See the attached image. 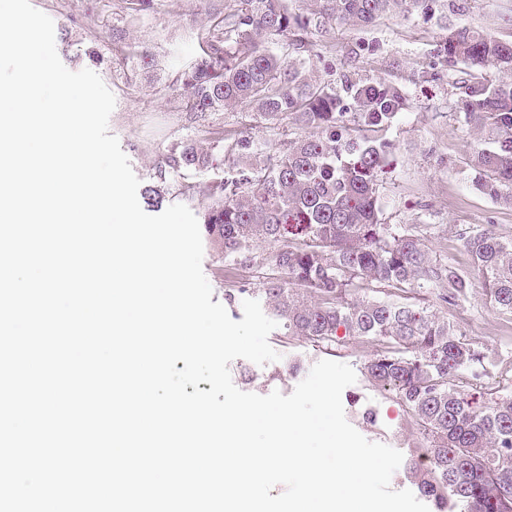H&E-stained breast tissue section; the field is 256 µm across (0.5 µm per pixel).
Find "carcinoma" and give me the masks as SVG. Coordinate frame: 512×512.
<instances>
[{
    "mask_svg": "<svg viewBox=\"0 0 512 512\" xmlns=\"http://www.w3.org/2000/svg\"><path fill=\"white\" fill-rule=\"evenodd\" d=\"M239 0L215 14L207 50L173 86L185 111L251 109L231 139H175L143 197L175 192L199 205L209 245L234 267L268 274L262 296L286 335L333 351L368 341L363 363L419 435L405 477L435 512H512V395L484 382L483 345L448 320L474 289L512 316V240L488 224L459 234L472 272L433 254L430 224H390L382 191L396 150L387 133L410 105L383 76L346 69L339 83L306 66L311 37L335 24L367 28L403 12L448 13L438 56L464 125L476 133L472 186L512 207V42L466 22L471 0ZM277 129L274 145L259 136ZM224 153V172L210 174ZM387 289L373 295L374 286ZM437 292L440 308L411 296Z\"/></svg>",
    "mask_w": 512,
    "mask_h": 512,
    "instance_id": "1",
    "label": "carcinoma"
}]
</instances>
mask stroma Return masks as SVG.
Here are the masks:
<instances>
[{"instance_id": "stroma-1", "label": "stroma", "mask_w": 512, "mask_h": 512, "mask_svg": "<svg viewBox=\"0 0 512 512\" xmlns=\"http://www.w3.org/2000/svg\"><path fill=\"white\" fill-rule=\"evenodd\" d=\"M33 7L50 16L55 25L56 49L62 63L72 71L91 66L84 51L93 47L106 57L94 67L116 98L109 132L118 138L141 185H148L167 143L177 137H203L207 128L231 138L242 127L246 108L215 112L201 120L182 111L169 84L175 71L193 60L207 33L209 16L224 7V0H156L154 11L135 13L127 0H30ZM470 22L490 30L503 41H512V0H476ZM126 32L133 49L149 50L159 62L158 77L133 75L126 67L112 64L117 52L113 29ZM443 34L437 23L425 24L399 13L381 20L376 35L380 49L374 56L351 59L350 51L361 33L349 26H336L318 37L317 50L336 69L355 67L362 76L385 75L410 94L409 108L388 133L397 145L393 173L383 190L384 216L392 224L423 222L436 225L430 247L453 258L468 270L472 262L457 238L459 230L473 224H492L503 239H512V207L499 205L478 193L471 184L467 166L474 145L473 133L463 125L453 106L454 90L447 78L420 84L414 75L436 62ZM203 272L212 287V302H223L225 291L262 285L259 271L229 269L221 255L205 250ZM447 317L467 335L483 343L492 363L512 362V320L494 310L481 290ZM279 353L278 361L263 366L238 358L231 362L235 386L260 395L280 391L290 395L311 367L323 359L350 365L359 377L342 397L349 423L366 439L387 444L410 456L416 436L395 394L372 387L360 371L373 346L354 342L327 352L285 336L276 327L268 336ZM374 414V424L362 421L364 410Z\"/></svg>"}]
</instances>
